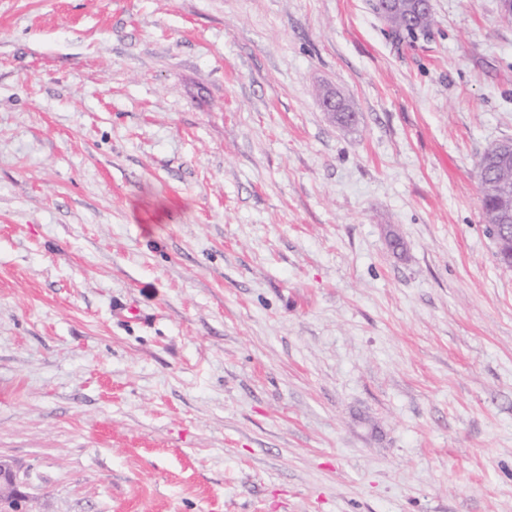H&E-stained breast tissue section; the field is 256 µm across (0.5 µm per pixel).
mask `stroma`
Wrapping results in <instances>:
<instances>
[{
	"label": "stroma",
	"mask_w": 512,
	"mask_h": 512,
	"mask_svg": "<svg viewBox=\"0 0 512 512\" xmlns=\"http://www.w3.org/2000/svg\"><path fill=\"white\" fill-rule=\"evenodd\" d=\"M431 12L0 0V459L30 512H512L478 178L512 26Z\"/></svg>",
	"instance_id": "obj_1"
}]
</instances>
